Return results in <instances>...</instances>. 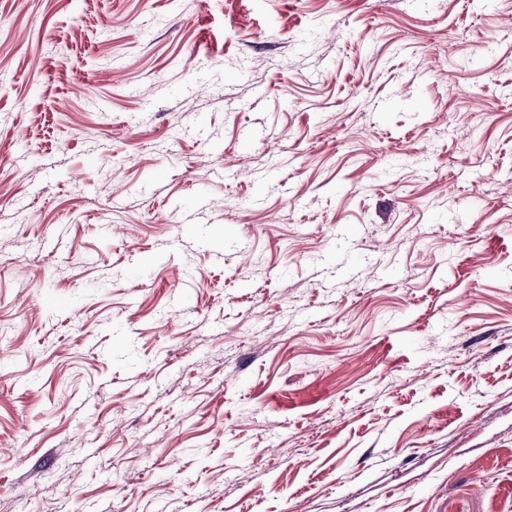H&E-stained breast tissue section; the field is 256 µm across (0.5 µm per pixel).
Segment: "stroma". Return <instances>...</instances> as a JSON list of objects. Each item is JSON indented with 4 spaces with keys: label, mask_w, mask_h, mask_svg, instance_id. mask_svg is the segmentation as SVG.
<instances>
[{
    "label": "stroma",
    "mask_w": 512,
    "mask_h": 512,
    "mask_svg": "<svg viewBox=\"0 0 512 512\" xmlns=\"http://www.w3.org/2000/svg\"><path fill=\"white\" fill-rule=\"evenodd\" d=\"M0 348V512H512V0H0Z\"/></svg>",
    "instance_id": "35a3bbf8"
}]
</instances>
